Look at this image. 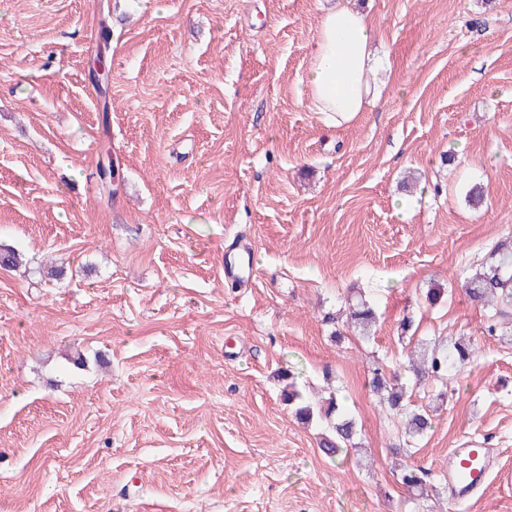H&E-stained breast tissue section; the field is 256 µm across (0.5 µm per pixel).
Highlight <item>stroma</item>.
<instances>
[{"label": "stroma", "mask_w": 512, "mask_h": 512, "mask_svg": "<svg viewBox=\"0 0 512 512\" xmlns=\"http://www.w3.org/2000/svg\"><path fill=\"white\" fill-rule=\"evenodd\" d=\"M352 5L388 65L336 128L305 86L327 0H0V242L29 260L0 268V512H512V338L460 287L512 241V0ZM360 299L368 340L338 316ZM460 338L474 362L412 393L420 495L369 369ZM285 369L345 396L350 457L283 402ZM471 439L495 466L453 506Z\"/></svg>", "instance_id": "obj_1"}]
</instances>
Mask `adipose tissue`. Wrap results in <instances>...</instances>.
<instances>
[{
  "label": "adipose tissue",
  "instance_id": "ef3b65f1",
  "mask_svg": "<svg viewBox=\"0 0 512 512\" xmlns=\"http://www.w3.org/2000/svg\"><path fill=\"white\" fill-rule=\"evenodd\" d=\"M375 64L365 15L344 6L326 10L310 48L306 78L314 111L337 125L352 120L377 93L369 82Z\"/></svg>",
  "mask_w": 512,
  "mask_h": 512
}]
</instances>
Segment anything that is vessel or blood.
Instances as JSON below:
<instances>
[{"label": "vessel or blood", "instance_id": "b4317fda", "mask_svg": "<svg viewBox=\"0 0 512 512\" xmlns=\"http://www.w3.org/2000/svg\"><path fill=\"white\" fill-rule=\"evenodd\" d=\"M493 463L492 450L479 444L449 450L445 479L451 500L460 502L471 498L486 482Z\"/></svg>", "mask_w": 512, "mask_h": 512}]
</instances>
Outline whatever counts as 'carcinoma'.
Listing matches in <instances>:
<instances>
[{
    "instance_id": "1",
    "label": "carcinoma",
    "mask_w": 512,
    "mask_h": 512,
    "mask_svg": "<svg viewBox=\"0 0 512 512\" xmlns=\"http://www.w3.org/2000/svg\"><path fill=\"white\" fill-rule=\"evenodd\" d=\"M21 264V256L14 247L0 244V267L16 268ZM464 288L469 298L478 304L494 309L500 305L512 306V250L500 247L495 249L479 269L465 277ZM349 317L363 332L368 331L376 320L373 307L364 301L350 309ZM473 360V350L461 343L456 342L449 349H434L429 356L412 364L415 384L429 386L448 375V370L461 369ZM281 377L288 381L283 391V399L295 407L296 415L308 422L316 417L325 422L326 432L321 439L322 451L332 458L349 454L354 447L357 428L343 399L333 395L326 404L318 407L299 390L292 371H283ZM368 387L373 394L380 397L390 412L406 416L405 436L408 439L414 441L430 430V416L425 411L408 407L407 386L397 376H387L385 369L378 366L371 373ZM426 477V471L411 465L404 466L400 475L403 485L420 492L425 490Z\"/></svg>"
}]
</instances>
